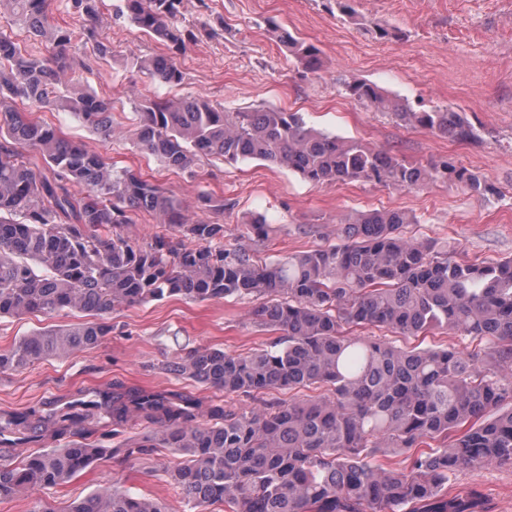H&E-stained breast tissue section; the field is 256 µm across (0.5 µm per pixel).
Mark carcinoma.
Wrapping results in <instances>:
<instances>
[{
    "label": "carcinoma",
    "mask_w": 512,
    "mask_h": 512,
    "mask_svg": "<svg viewBox=\"0 0 512 512\" xmlns=\"http://www.w3.org/2000/svg\"><path fill=\"white\" fill-rule=\"evenodd\" d=\"M345 21L361 24L356 0H327ZM93 18L98 0H71ZM183 0H119L116 15L158 39L167 52L133 57L130 68L168 85L183 73L175 56L194 30L180 26ZM7 23L49 43L33 55L0 28V318L68 310L88 319L43 329L0 350V374L93 348L112 333L106 317L179 297L207 301L250 296L252 319L276 333L263 349L232 354L189 350L165 370L224 397L261 399L246 409L212 405L181 392L114 383L83 388L68 400L0 415V446L41 449L17 462L0 455V502L62 485L89 469L107 448L86 435L111 436L128 420L150 424L127 452L161 444L182 459L170 484L189 512H474L478 494L448 486L456 473L512 464V258L460 262L448 245L408 236L402 210L361 213L342 222L336 238L269 262L224 243V225L189 219L162 186L115 172L99 153L34 118L70 108L89 129L111 138L112 106L94 93L72 95L65 77L81 66L68 53L77 38L101 58L111 53L97 30L54 23L48 0H0ZM297 66L321 68L317 46L273 22ZM348 94L402 126L456 141L476 129L451 106L418 111L363 80ZM135 146L169 168L193 174L202 158L268 162L314 187L374 182L411 190L442 179L495 194L484 178L443 157L427 165L385 149L306 125L298 112L258 108L227 112L201 95L175 102L142 99ZM36 153L46 172L35 171ZM147 212L162 230L144 244L126 233L132 214ZM269 225L255 216L241 236L262 241ZM376 327L396 345L364 336ZM451 331L484 347L469 354L426 344ZM322 388L297 400L262 396L274 390ZM403 455L398 466L376 453ZM30 512H167L160 501L97 486L60 509L36 499Z\"/></svg>",
    "instance_id": "carcinoma-1"
}]
</instances>
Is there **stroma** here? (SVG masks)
<instances>
[{"label":"stroma","mask_w":512,"mask_h":512,"mask_svg":"<svg viewBox=\"0 0 512 512\" xmlns=\"http://www.w3.org/2000/svg\"><path fill=\"white\" fill-rule=\"evenodd\" d=\"M116 5L117 0H101L94 21L112 48L111 57L99 58L78 41L71 51L85 62L73 75L74 85L111 102L117 128L132 130L135 98L199 94L229 112L258 107L299 112L308 125L392 149L416 163L448 156L498 189L481 196L443 182L403 191L370 182L314 187L256 160L228 164L204 158L189 175L138 151L130 138L104 139L68 109L43 113L44 121L109 158L116 168L161 184L189 217H200L202 194L223 199V211L209 218L223 224L225 240L237 239L253 215H264L273 231L248 247L269 261L321 244L324 237L335 236L341 219L358 212L401 209L416 219L408 234L454 245L457 260L512 257V0H358L359 12L371 23L400 30V38L390 40L346 22L326 8L325 0H207L203 5L183 0L184 23L200 31L176 57L184 75L178 86L127 67V57L150 58L164 47L116 17ZM270 19L320 49V71L297 69L268 30ZM354 79L374 82L418 110L457 107L478 137L453 142L367 111L344 90L345 82ZM253 306L247 299L198 303L169 298L117 310L109 317L112 334L101 345L0 375V414L62 402L79 388L114 382L219 400V392L175 379L163 366L184 349L216 347L238 354L264 348L270 336L253 325ZM75 320L67 312L1 318L0 350L34 330ZM149 429L142 419L130 420L106 439L112 453L92 470L38 491L36 497L0 502V512H30L37 497L79 500L100 483L150 495L170 512H184L166 475L178 459L174 449L133 456L120 450ZM453 485L478 491L479 512H512V465L460 473Z\"/></svg>","instance_id":"35a3bbf8"}]
</instances>
